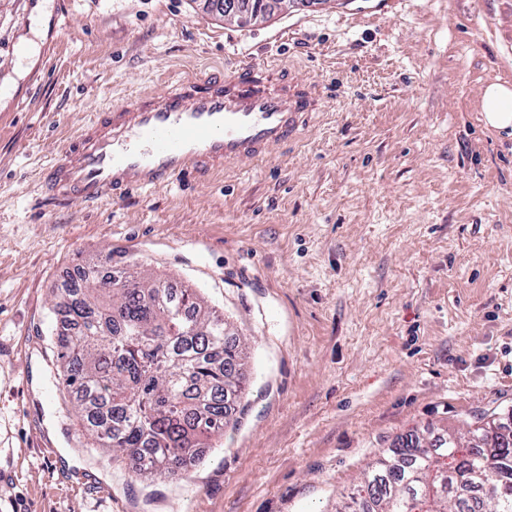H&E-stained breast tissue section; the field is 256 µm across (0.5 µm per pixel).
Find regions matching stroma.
Segmentation results:
<instances>
[{
  "label": "stroma",
  "mask_w": 512,
  "mask_h": 512,
  "mask_svg": "<svg viewBox=\"0 0 512 512\" xmlns=\"http://www.w3.org/2000/svg\"><path fill=\"white\" fill-rule=\"evenodd\" d=\"M247 62L322 109L260 160L98 204L41 177L82 123ZM512 0H0V512H335L415 430L512 412ZM111 258L197 288L248 348L236 426L132 478L56 379L54 306ZM478 108L487 128L512 137V85L499 80L487 84L481 92Z\"/></svg>",
  "instance_id": "35a3bbf8"
}]
</instances>
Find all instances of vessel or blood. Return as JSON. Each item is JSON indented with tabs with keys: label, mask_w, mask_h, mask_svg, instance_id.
I'll list each match as a JSON object with an SVG mask.
<instances>
[{
	"label": "vessel or blood",
	"mask_w": 512,
	"mask_h": 512,
	"mask_svg": "<svg viewBox=\"0 0 512 512\" xmlns=\"http://www.w3.org/2000/svg\"><path fill=\"white\" fill-rule=\"evenodd\" d=\"M270 75L257 63L206 79L187 74L167 96L137 95L97 113L47 168L50 196L96 203L264 158L321 105L314 88Z\"/></svg>",
	"instance_id": "b4317fda"
}]
</instances>
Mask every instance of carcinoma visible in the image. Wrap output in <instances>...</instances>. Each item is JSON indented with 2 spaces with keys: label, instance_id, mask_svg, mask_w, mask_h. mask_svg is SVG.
<instances>
[{
  "label": "carcinoma",
  "instance_id": "carcinoma-1",
  "mask_svg": "<svg viewBox=\"0 0 512 512\" xmlns=\"http://www.w3.org/2000/svg\"><path fill=\"white\" fill-rule=\"evenodd\" d=\"M63 306L56 369L85 432L135 477H185L234 419L240 338L192 289L124 271L82 279ZM468 435L407 437L336 512H512V430Z\"/></svg>",
  "mask_w": 512,
  "mask_h": 512
}]
</instances>
